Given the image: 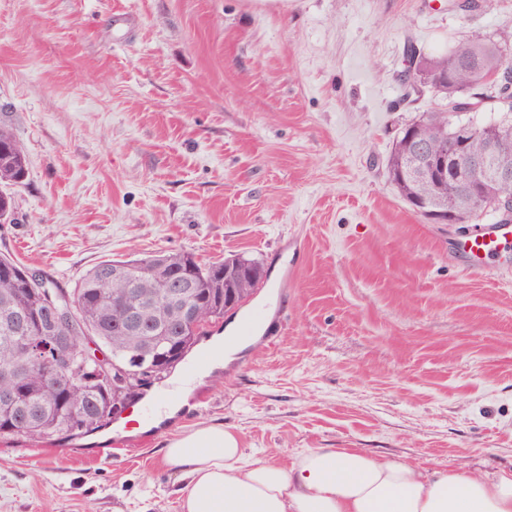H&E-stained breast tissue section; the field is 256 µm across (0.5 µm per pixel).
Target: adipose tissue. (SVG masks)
Returning a JSON list of instances; mask_svg holds the SVG:
<instances>
[{
	"instance_id": "1",
	"label": "adipose tissue",
	"mask_w": 512,
	"mask_h": 512,
	"mask_svg": "<svg viewBox=\"0 0 512 512\" xmlns=\"http://www.w3.org/2000/svg\"><path fill=\"white\" fill-rule=\"evenodd\" d=\"M183 512H512V472L473 476L314 448L287 464L248 461L235 433L203 425L169 441Z\"/></svg>"
}]
</instances>
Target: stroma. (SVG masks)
I'll use <instances>...</instances> for the list:
<instances>
[{
    "label": "stroma",
    "mask_w": 512,
    "mask_h": 512,
    "mask_svg": "<svg viewBox=\"0 0 512 512\" xmlns=\"http://www.w3.org/2000/svg\"><path fill=\"white\" fill-rule=\"evenodd\" d=\"M512 40V0H0V124L28 160L0 253L74 288L106 259L191 252L268 271L266 329L149 431L0 441V512H182L173 436L221 424L252 459L356 448L512 470V252L469 266L471 224L388 182L412 44Z\"/></svg>",
    "instance_id": "stroma-1"
}]
</instances>
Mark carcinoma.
I'll use <instances>...</instances> for the list:
<instances>
[{"mask_svg": "<svg viewBox=\"0 0 512 512\" xmlns=\"http://www.w3.org/2000/svg\"><path fill=\"white\" fill-rule=\"evenodd\" d=\"M430 77L420 81L419 92L428 88L448 99V92L460 100L476 94L485 74L496 72L502 82L512 84V44H501L490 39H471L456 44L448 54L422 59ZM490 109L498 111L494 119V148L512 160V101L490 102ZM453 123L473 126L477 134L472 152L483 155L488 147L484 124L476 119V112H450L444 108L426 112L416 122L422 136L434 149L441 145ZM408 145V128H403L393 143L386 160V173L399 166L402 153ZM28 174L26 154L12 129L0 124V216L8 217L14 209L10 189L24 184ZM391 185L399 197L417 214L428 218L434 210L453 209L464 224L476 216L473 204L453 185L428 187L408 179L394 177ZM70 295L73 321L70 333L76 346L73 364L87 378L93 379L84 391L75 390L65 396L49 388L42 373L32 370L26 374H6L0 371V438L14 435L15 416L31 413V420L23 430L31 439L74 441L109 424L116 415L114 405L125 399L134 400L138 392L126 386H112L108 376L99 372L79 348L80 340L96 338L99 346L120 361L125 350L136 347L140 335L118 329V308L127 312L151 315L164 308L160 318L165 331L156 344L179 346L192 334L184 330L174 313L186 301H192L200 316L209 321L224 317V263L216 260L202 262L190 252L149 255L134 260H105L87 271L68 291L45 274L32 271L9 255L0 254V366L17 359L22 341L36 336L25 335L16 329L14 314L27 310L34 315L44 308L51 295Z\"/></svg>", "mask_w": 512, "mask_h": 512, "instance_id": "cac0c4a2", "label": "carcinoma"}]
</instances>
